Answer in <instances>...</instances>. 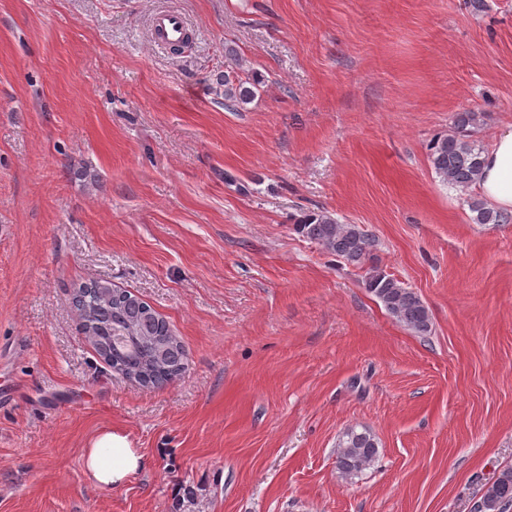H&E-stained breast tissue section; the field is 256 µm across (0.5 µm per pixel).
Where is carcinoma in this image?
<instances>
[{"instance_id":"carcinoma-1","label":"carcinoma","mask_w":512,"mask_h":512,"mask_svg":"<svg viewBox=\"0 0 512 512\" xmlns=\"http://www.w3.org/2000/svg\"><path fill=\"white\" fill-rule=\"evenodd\" d=\"M233 57L224 70V108L236 111L250 102L258 82L238 74ZM481 114L458 112L453 131L434 138L428 146L429 160L442 181L459 188H472L481 176L484 152L474 139ZM475 224H511L512 214L496 210L480 199L469 204ZM296 231L324 250L352 263L371 258L376 238L359 224H343L326 212L304 215ZM365 288L389 315L416 335L431 331V317L421 297L403 282L373 265L366 273ZM72 304L79 331L91 342L98 356L113 371L148 386H161L184 370V349L169 324L138 297L112 287L107 280H93L74 288ZM376 436L355 427L346 429L336 444V469L348 481L370 468L378 456ZM481 512H503L512 505V466L499 471L480 496Z\"/></svg>"}]
</instances>
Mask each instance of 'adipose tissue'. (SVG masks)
I'll list each match as a JSON object with an SVG mask.
<instances>
[{
	"label": "adipose tissue",
	"mask_w": 512,
	"mask_h": 512,
	"mask_svg": "<svg viewBox=\"0 0 512 512\" xmlns=\"http://www.w3.org/2000/svg\"><path fill=\"white\" fill-rule=\"evenodd\" d=\"M474 190L493 208L512 211V126L498 133L482 155V174ZM87 472L105 487L122 484L144 464L127 436L107 431L96 435L85 448Z\"/></svg>",
	"instance_id": "obj_1"
}]
</instances>
